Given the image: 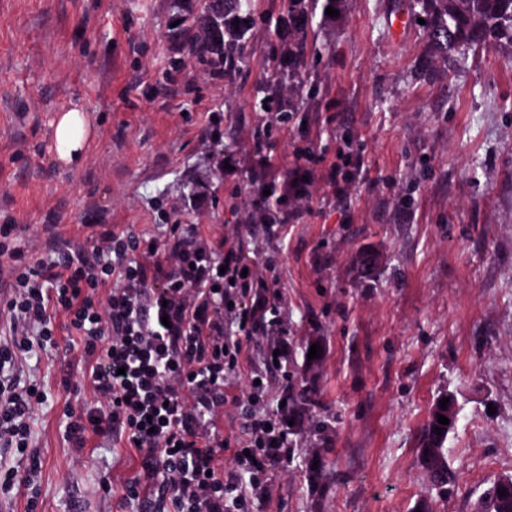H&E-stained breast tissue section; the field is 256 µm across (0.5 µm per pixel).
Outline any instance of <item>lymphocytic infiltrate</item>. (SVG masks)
<instances>
[{"label": "lymphocytic infiltrate", "mask_w": 512, "mask_h": 512, "mask_svg": "<svg viewBox=\"0 0 512 512\" xmlns=\"http://www.w3.org/2000/svg\"><path fill=\"white\" fill-rule=\"evenodd\" d=\"M337 157L321 175L340 198L364 157L354 147ZM32 251L19 225L0 224V278L10 288L0 300V500L32 487L42 468L31 419L48 396L21 367L55 346L60 315L79 339L80 381L97 397L96 407H67V437L81 448L87 434L108 435L136 450L143 474L126 483L125 500L146 483L159 488L161 512H250L267 498L287 458L288 420L267 413V383L243 391L238 382L257 337L270 339L266 367L287 352L288 325L276 315L275 281L239 236L199 224L151 234L96 223L55 258ZM228 405L250 410L239 432L221 427Z\"/></svg>", "instance_id": "f902f5d3"}]
</instances>
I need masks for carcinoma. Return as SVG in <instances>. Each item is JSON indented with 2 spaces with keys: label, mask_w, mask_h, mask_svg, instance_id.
<instances>
[{
  "label": "carcinoma",
  "mask_w": 512,
  "mask_h": 512,
  "mask_svg": "<svg viewBox=\"0 0 512 512\" xmlns=\"http://www.w3.org/2000/svg\"><path fill=\"white\" fill-rule=\"evenodd\" d=\"M418 15L424 19L427 46L422 74L431 75L450 66L459 65L472 47L493 46L512 61V0H416ZM315 9L311 0H288V14L300 19L297 41L290 49L295 56H304V40L309 13ZM256 26L252 0H206L199 14L184 16L176 28L174 38L182 40L189 54L206 71L223 76L249 63L244 47ZM278 77L292 97L302 96L305 75L302 71L283 69ZM442 428L443 434L435 432ZM451 427H441L434 414H429L423 429V447L435 442L441 458V473H430L435 486L448 491L455 475L446 458L445 443ZM506 491L500 496L498 490ZM512 507V481L495 480L483 498L482 512H489L492 504Z\"/></svg>",
  "instance_id": "cac0c4a2"
}]
</instances>
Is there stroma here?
I'll return each mask as SVG.
<instances>
[{"label":"stroma","mask_w":512,"mask_h":512,"mask_svg":"<svg viewBox=\"0 0 512 512\" xmlns=\"http://www.w3.org/2000/svg\"><path fill=\"white\" fill-rule=\"evenodd\" d=\"M253 5L248 66L215 77L171 36L198 0H0V224L41 240L50 226L86 236L100 217L219 232L255 197L256 129H272L266 178L279 185L297 150L328 164L351 139L368 172L342 202H326L316 182L301 223L242 231L288 324L293 358L270 383L316 387L287 466L253 512H416L424 500L431 512H480L483 492L512 475V66L477 46L454 72L420 76L422 24L394 25L412 0H336L337 16H315L308 31L303 68L317 93L302 120L275 124L255 101L274 80L288 11L285 0ZM75 106L92 131L82 159L65 166L54 123ZM56 340L24 368L48 392L31 422L41 512H143L122 497L140 474L135 453L108 437L79 453L67 439L65 403L94 397L65 388L80 371L64 327ZM314 343L321 354L305 361ZM445 392L459 406L447 492L433 486L421 445ZM316 452L318 486L306 473Z\"/></svg>","instance_id":"stroma-1"}]
</instances>
